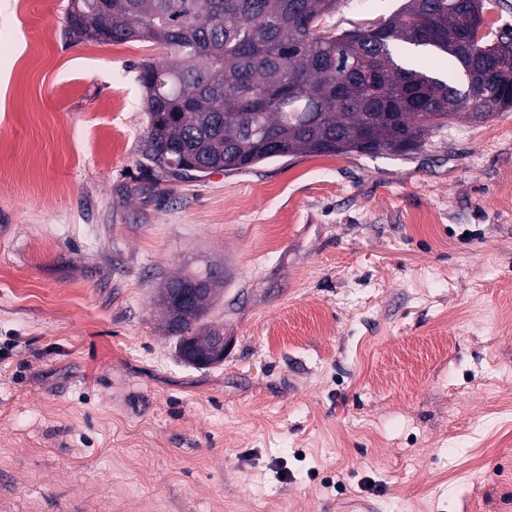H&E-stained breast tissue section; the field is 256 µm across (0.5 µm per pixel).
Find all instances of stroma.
Wrapping results in <instances>:
<instances>
[{"instance_id":"1","label":"stroma","mask_w":512,"mask_h":512,"mask_svg":"<svg viewBox=\"0 0 512 512\" xmlns=\"http://www.w3.org/2000/svg\"><path fill=\"white\" fill-rule=\"evenodd\" d=\"M69 4L0 0V512H512V110L150 199L161 51ZM209 270L194 368L157 291Z\"/></svg>"}]
</instances>
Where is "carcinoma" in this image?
<instances>
[{"label": "carcinoma", "mask_w": 512, "mask_h": 512, "mask_svg": "<svg viewBox=\"0 0 512 512\" xmlns=\"http://www.w3.org/2000/svg\"><path fill=\"white\" fill-rule=\"evenodd\" d=\"M341 0H72L69 35L101 44L143 41L165 57L136 65L145 91L142 157L153 181L243 172L296 154H407L465 114L486 122L512 109V33L478 36L485 0L453 11L440 0H406L392 18L336 34L318 24ZM444 56L448 76L415 51ZM474 76L486 88L467 100ZM195 299L160 303L178 354L205 351L216 276Z\"/></svg>", "instance_id": "1"}]
</instances>
